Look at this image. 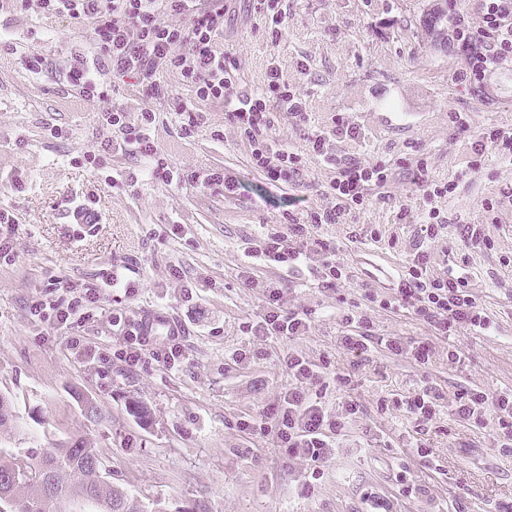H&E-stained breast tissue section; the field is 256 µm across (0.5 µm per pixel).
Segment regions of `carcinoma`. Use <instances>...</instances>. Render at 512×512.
<instances>
[{
  "label": "carcinoma",
  "mask_w": 512,
  "mask_h": 512,
  "mask_svg": "<svg viewBox=\"0 0 512 512\" xmlns=\"http://www.w3.org/2000/svg\"><path fill=\"white\" fill-rule=\"evenodd\" d=\"M79 502L90 512H165L108 482L95 449L80 439L25 459L0 455V512H71Z\"/></svg>",
  "instance_id": "obj_1"
}]
</instances>
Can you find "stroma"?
Here are the masks:
<instances>
[{
  "instance_id": "stroma-1",
  "label": "stroma",
  "mask_w": 512,
  "mask_h": 512,
  "mask_svg": "<svg viewBox=\"0 0 512 512\" xmlns=\"http://www.w3.org/2000/svg\"><path fill=\"white\" fill-rule=\"evenodd\" d=\"M439 2L288 0L276 38L252 0H229L223 43L235 55L241 87L262 89L275 65L307 100L301 122L271 105L277 133L302 169L297 184L277 189L253 168L248 142L225 123L223 107L200 101L179 72L160 73L158 93L147 98L135 80L113 81L105 66L113 91L87 102L63 73L74 54L89 51V26L33 2L0 0V207L16 218L14 252L0 260V395L14 411L0 452L22 458L83 440L108 481L168 512H371L380 499L392 512H512V447H499L492 427L451 412L462 389L512 390V162L490 149L473 153L483 128L512 129V67L495 72L485 95L471 93L458 78L462 61L452 45L428 34ZM37 54L46 66L36 75L27 61ZM114 105L131 122L151 110L168 162L189 176L224 170L240 181V193L227 198L190 179H147L139 158L108 149L112 131L100 113ZM459 111L467 128L453 121ZM191 116L198 122L189 129ZM340 121L355 136L335 135ZM317 132L331 135L342 161L363 158L390 172L369 203L340 223L309 229L346 268L334 288L305 272L251 265L241 248L259 226L282 231L326 204L336 171L309 150ZM421 164L434 182H454L455 193L428 199L412 181ZM79 201L101 211L102 223H69ZM433 207L446 222L429 246L430 273L463 269L492 334L441 336L407 310L378 305L406 273ZM175 222L183 227L176 235ZM466 224L482 225L486 244L471 246ZM248 265L279 288L283 310L311 312L309 333L251 335L265 302L241 275ZM113 266L130 267L139 288L114 293L107 306L132 319L158 311L183 327L177 369L153 354L129 369L115 355L109 314L80 328L81 352L68 343L71 329L30 317L36 298L67 296ZM351 314L369 318L374 335L428 342L431 361L418 365L380 347L351 354L340 343ZM455 349L462 357L449 361ZM291 350L322 367L312 391L330 415L345 417L351 402L359 408L339 451L317 466L289 455L275 434L240 427L287 392L283 358ZM425 387L442 395L426 424L400 404ZM87 399L98 406V420L86 418ZM421 446L428 456L418 454ZM408 485L414 495L405 494Z\"/></svg>"
}]
</instances>
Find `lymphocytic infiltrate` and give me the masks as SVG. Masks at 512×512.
I'll list each match as a JSON object with an SVG mask.
<instances>
[{"label":"lymphocytic infiltrate","instance_id":"f902f5d3","mask_svg":"<svg viewBox=\"0 0 512 512\" xmlns=\"http://www.w3.org/2000/svg\"><path fill=\"white\" fill-rule=\"evenodd\" d=\"M43 12L63 17L77 24H90L96 51L75 58L65 79L86 100L96 102L109 94L97 79L99 61H107L113 77L138 81L145 95L158 90L156 78L161 71L175 70L190 83L198 99L222 104L224 119L246 136L251 162L265 180L280 188L296 184L300 160L288 151L276 133L271 101L286 107L292 118L306 115V101L296 86L282 82L277 68H270L262 90L249 92L239 85L237 62L232 52L218 48L224 33L226 9L219 0L202 7L199 0H39ZM449 39L460 55V79L474 93L483 92L488 77L512 65V0H482L480 18L455 10L448 20ZM103 122L112 129L109 147L112 152L137 154L149 179L172 184L180 182L184 172L170 165L155 141L154 115L142 111L138 122L126 119L124 110L112 107L101 113ZM311 151L337 174L330 182L329 206L307 212L306 223L289 225L287 231L262 233L255 241L254 255L265 267L287 273L308 272L324 287L333 288L346 279L344 265L321 239L308 231L312 224H336L346 212L366 202L369 186L387 184L389 170L381 163L338 161L330 150L328 136L317 133L309 141ZM438 211L428 213L412 253L407 273L395 292L379 302L381 308L399 306L411 311L419 320L445 336L458 328L489 332L491 324L475 295L463 278L430 275L428 245L435 242L442 224ZM252 287L262 288L266 310L250 331L256 336L298 337L308 333V311H283L276 286L252 280ZM139 283L124 268L105 270L99 285L74 291L64 301L34 302L29 313L39 321L74 327L98 310L104 289L115 288L133 293ZM348 331L341 338L343 348L361 356L373 346H380L396 356L420 365L428 364L432 348L418 342L410 346L394 337L372 339L369 323L362 318L347 317ZM112 329L123 339L121 355L132 368L139 367L148 351V342L138 323L128 322L126 313L112 314ZM284 362L293 381L272 412L276 436L289 454L321 463L331 457L337 437L344 428L341 418L329 415L309 394V387L319 377L317 365L296 351ZM452 412L460 420L481 425L494 420L500 441L512 442V390L496 394L480 388L456 394Z\"/></svg>","mask_w":512,"mask_h":512}]
</instances>
